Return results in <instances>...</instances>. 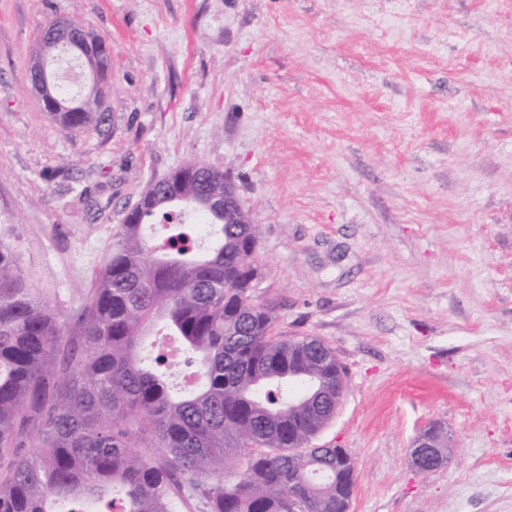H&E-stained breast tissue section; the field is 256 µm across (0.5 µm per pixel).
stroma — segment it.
I'll list each match as a JSON object with an SVG mask.
<instances>
[{"mask_svg": "<svg viewBox=\"0 0 512 512\" xmlns=\"http://www.w3.org/2000/svg\"><path fill=\"white\" fill-rule=\"evenodd\" d=\"M54 17L111 46L104 133L28 87ZM190 162L256 224L277 332L348 369L313 444L351 453L349 512H512V0H0V242L51 309ZM421 436H429L432 438V440L435 442V448H444L446 459V452L448 449V436L440 427L431 426L421 432L420 437ZM420 448H424L426 451H429V453L421 458L420 462L418 463V470L428 472L438 469L444 464L443 462L442 465L436 467L435 448H430V439L428 437H422L416 440L412 445L411 458L413 460L420 455Z\"/></svg>", "mask_w": 512, "mask_h": 512, "instance_id": "1", "label": "stroma"}]
</instances>
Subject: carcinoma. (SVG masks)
Instances as JSON below:
<instances>
[{
	"label": "carcinoma",
	"mask_w": 512,
	"mask_h": 512,
	"mask_svg": "<svg viewBox=\"0 0 512 512\" xmlns=\"http://www.w3.org/2000/svg\"><path fill=\"white\" fill-rule=\"evenodd\" d=\"M108 71L69 132L102 131ZM224 170L189 163L141 192L81 305L68 316L23 286L0 244V512H348L355 467L342 448H311L335 418L344 365L317 336L275 333L253 303L257 225L224 222ZM164 237L147 232L155 219ZM74 333L64 336L65 323ZM179 345L195 385L174 393L165 354ZM418 470L448 448L438 426Z\"/></svg>",
	"instance_id": "carcinoma-1"
}]
</instances>
